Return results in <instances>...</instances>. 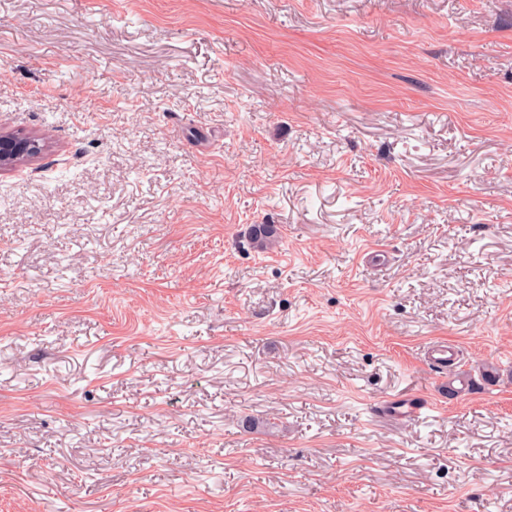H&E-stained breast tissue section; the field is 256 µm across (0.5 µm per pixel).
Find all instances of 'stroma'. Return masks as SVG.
I'll return each mask as SVG.
<instances>
[{
    "mask_svg": "<svg viewBox=\"0 0 512 512\" xmlns=\"http://www.w3.org/2000/svg\"><path fill=\"white\" fill-rule=\"evenodd\" d=\"M0 127V512H512V0H0ZM47 150L38 136L4 131L0 128V173L38 161ZM280 233L274 224H255L250 232V243L258 250H265L272 247ZM458 352L454 344L447 340H439L427 346V361L434 367L448 371V364L457 359ZM475 386L476 381L469 373H457L448 379V385L444 386L440 396L448 400L458 399L466 396Z\"/></svg>",
    "mask_w": 512,
    "mask_h": 512,
    "instance_id": "obj_1",
    "label": "stroma"
}]
</instances>
